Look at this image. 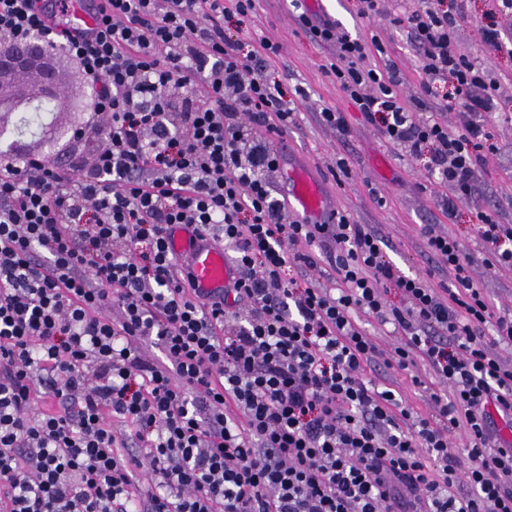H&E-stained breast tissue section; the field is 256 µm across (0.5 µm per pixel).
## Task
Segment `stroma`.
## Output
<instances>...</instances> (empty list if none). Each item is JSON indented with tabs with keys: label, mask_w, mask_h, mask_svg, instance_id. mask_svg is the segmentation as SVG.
I'll list each match as a JSON object with an SVG mask.
<instances>
[{
	"label": "stroma",
	"mask_w": 512,
	"mask_h": 512,
	"mask_svg": "<svg viewBox=\"0 0 512 512\" xmlns=\"http://www.w3.org/2000/svg\"><path fill=\"white\" fill-rule=\"evenodd\" d=\"M357 4L358 0H317L315 11L352 36L378 32L404 74V97L418 95L419 62L406 31L389 21L399 9L417 8L418 0H384L382 7L388 17L376 30L358 17ZM491 8L492 0H467V18L456 33V51L483 63L499 85V106L489 117V129L500 151L484 167L477 194L458 201L450 218L437 205L440 197L448 195V188L431 181L419 163L364 121L335 80L323 73L321 66L328 51L296 24L288 0H256L251 14L230 18L228 26L279 44L281 51L270 63L269 74L281 82L286 93L297 88L306 93L298 102L299 121L287 132L286 164L308 165L326 185L337 211L384 236L389 242L388 260L404 275L427 276L435 285L447 283V272L435 270L430 260L422 229L429 224L436 232L454 235L474 259L475 282L499 311L512 309V266L491 271L483 266L482 242L475 228L480 209L492 211L499 223L512 224V54L490 52L483 46L481 27ZM326 108L344 113L347 131L322 123L320 113ZM379 372L387 386L401 391L410 407L423 415L430 413V392L423 386L430 378L426 363H419L413 373L384 366ZM416 375L421 385L413 384Z\"/></svg>",
	"instance_id": "1"
}]
</instances>
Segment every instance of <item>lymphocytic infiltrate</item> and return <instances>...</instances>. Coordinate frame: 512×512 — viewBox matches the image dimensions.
<instances>
[{
  "label": "lymphocytic infiltrate",
  "instance_id": "f902f5d3",
  "mask_svg": "<svg viewBox=\"0 0 512 512\" xmlns=\"http://www.w3.org/2000/svg\"><path fill=\"white\" fill-rule=\"evenodd\" d=\"M69 2L0 0L1 43L41 35L90 78L76 139L96 143L64 167L0 152V512H512V311L492 310L452 235L423 231L452 280L437 288L399 274L367 225L300 224L271 198L268 136L297 107L266 71L278 46L224 28L255 0H100L94 30L66 26ZM291 5L363 118L449 188L443 211L472 198L498 87L454 48L463 12L393 16L419 60L407 98L377 35ZM446 88L461 128L441 118ZM476 217L484 265L512 266V225ZM179 228L223 243L227 288H194ZM363 316L451 401L433 394L425 417L368 377Z\"/></svg>",
  "mask_w": 512,
  "mask_h": 512
}]
</instances>
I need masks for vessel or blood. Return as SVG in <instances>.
I'll return each instance as SVG.
<instances>
[{
  "instance_id": "vessel-or-blood-1",
  "label": "vessel or blood",
  "mask_w": 512,
  "mask_h": 512,
  "mask_svg": "<svg viewBox=\"0 0 512 512\" xmlns=\"http://www.w3.org/2000/svg\"><path fill=\"white\" fill-rule=\"evenodd\" d=\"M286 178L290 183L286 205L294 220L303 224L335 223L336 210L328 194L305 170L292 168ZM173 249L179 254L189 253L188 269L198 290L217 291L229 284L232 268L221 243L206 239L190 246L177 236Z\"/></svg>"
}]
</instances>
